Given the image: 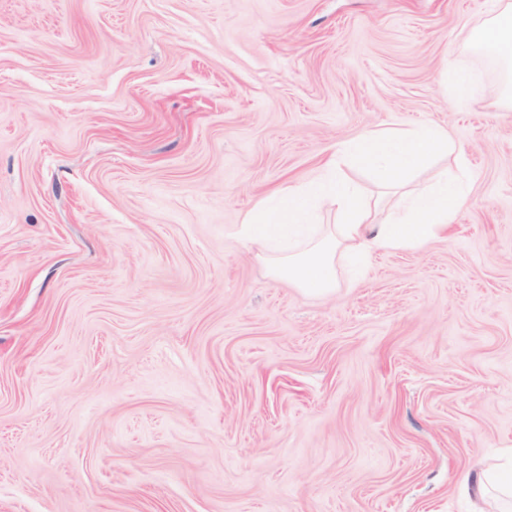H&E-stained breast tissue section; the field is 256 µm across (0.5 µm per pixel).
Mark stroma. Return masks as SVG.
Wrapping results in <instances>:
<instances>
[{
	"label": "stroma",
	"mask_w": 512,
	"mask_h": 512,
	"mask_svg": "<svg viewBox=\"0 0 512 512\" xmlns=\"http://www.w3.org/2000/svg\"><path fill=\"white\" fill-rule=\"evenodd\" d=\"M492 7L0 0V512H481L464 474L512 451ZM420 124L477 175L447 238L316 296L237 236ZM444 71L453 99L458 102H470L475 94V77L471 73L459 70L446 62Z\"/></svg>",
	"instance_id": "stroma-1"
}]
</instances>
